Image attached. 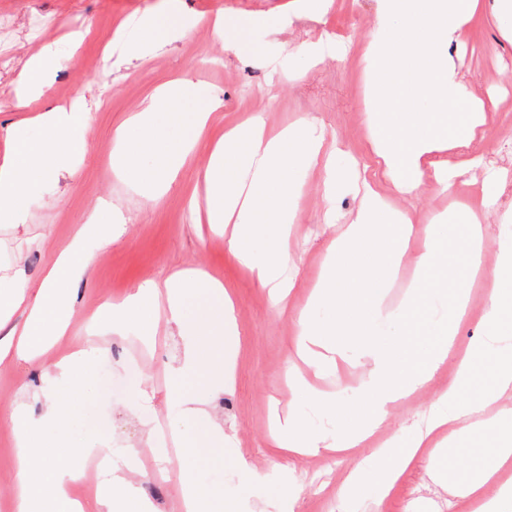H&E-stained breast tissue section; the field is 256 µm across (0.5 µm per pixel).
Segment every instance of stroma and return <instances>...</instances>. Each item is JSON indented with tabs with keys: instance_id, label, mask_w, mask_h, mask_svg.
I'll use <instances>...</instances> for the list:
<instances>
[{
	"instance_id": "stroma-1",
	"label": "stroma",
	"mask_w": 512,
	"mask_h": 512,
	"mask_svg": "<svg viewBox=\"0 0 512 512\" xmlns=\"http://www.w3.org/2000/svg\"><path fill=\"white\" fill-rule=\"evenodd\" d=\"M482 3L472 21L470 43L451 47L449 54L462 58L457 78L472 95L494 98L498 105L494 121L473 147L478 157L493 156V169L478 165L458 178L466 188L497 171L507 176L496 210L486 220L489 254L494 257L500 245L512 243V39L503 37L494 22V0ZM377 9L378 0H333L325 10L313 0H0V158L10 142L8 130L18 118L12 91L23 64L43 45H53L57 67L35 109L79 103L92 114L72 171L34 189L26 223L0 226V277L10 278L23 269L27 295L35 297L58 253L99 207L119 210L127 226L110 245L88 242L92 261L73 289L72 324L54 349L31 362L12 355L0 361V409L20 400L35 415L48 402L62 407L63 419L47 427L43 438L46 444L68 448V461L82 464L85 486L71 488L73 498L92 497L103 482L89 444L105 438L113 447L129 450L151 427L169 434L190 429L173 398L174 393L200 385L176 371L186 337L160 328L138 384L129 386L124 378L142 331L132 325L124 337L110 336L101 314L105 305L121 300L138 285L180 270L204 271L234 293L242 341L236 380L230 390L210 395L206 406L223 420L234 441L228 450L202 439L203 453L190 460L171 448L159 461L143 457L142 471L132 480L150 512H172L186 484L207 488L215 512L231 495L246 493L254 505L271 495V482L243 490L237 465L242 455L270 470L275 460L267 444L271 409L294 413L314 429L335 431V414L288 388L296 335L292 313L304 310L313 320L331 316L329 309L308 304L315 274L336 234L324 222L329 203L320 174L302 168L289 173L300 193L299 273L287 313L278 314L269 307L263 289L226 250L223 235L200 222L191 204L204 196L207 143L196 147L175 181L154 201L116 172L113 148L117 131L157 88L186 78L195 88L184 100L187 111L196 109L201 91L223 100V110L214 116V134L259 112L269 128L304 119L322 129L327 140L337 141L342 148L337 168L358 167L357 176L331 203L339 220L347 221L359 205L363 180L377 179L385 193L391 188L386 178L375 175L365 107L362 54L377 29ZM218 13L227 20L221 35L208 24ZM76 32L84 35L78 44L72 40ZM336 44L344 46L343 56L330 54V46ZM79 349L88 351L87 365L72 379L56 377L55 362ZM451 374V368H444L433 389L395 408L380 439L411 428ZM145 387L155 391L152 402L137 399ZM355 465L352 458L328 454L296 460L295 476L303 492L294 512H367L366 503L348 509L337 496L339 484ZM450 502L457 512H466L465 501L419 466L394 490L387 512H443Z\"/></svg>"
}]
</instances>
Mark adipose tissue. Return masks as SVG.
<instances>
[{"label":"adipose tissue","instance_id":"obj_1","mask_svg":"<svg viewBox=\"0 0 512 512\" xmlns=\"http://www.w3.org/2000/svg\"><path fill=\"white\" fill-rule=\"evenodd\" d=\"M379 29L365 48L371 112V144L395 194L417 200L448 188L450 174L466 171L473 158L467 148L481 138L491 117L484 101H471L457 82L450 44H465L480 0H379ZM55 62L52 46L27 61L15 89L14 107L23 117L10 128L15 151L0 161V223H19L35 186L66 168L82 145L91 115L78 107H56L27 118ZM188 91L176 78L158 88L134 118V139L116 140V169L149 185L160 196L213 123L222 102L209 95L196 112L183 109ZM46 127L51 145L27 136L30 124ZM204 175L205 220L222 227L224 243L265 290L270 308L284 312L295 286L293 225L297 195L288 179L294 166L319 170L326 197L336 194L344 174L334 162L337 144L309 122L270 131L262 114L225 129L210 144ZM454 159H444L446 151ZM150 160L140 168L139 158ZM499 185L489 181L460 205L449 220L417 227L408 212L372 186L329 245L310 305L334 309L333 319L312 323L295 314L298 331L292 356L316 370L338 367L356 344L364 368L350 386L353 412L333 434L310 429L299 417H273L270 447L291 457L329 454L353 457L357 465L340 486L338 497L351 504L372 489V512L384 504L402 477L424 463L440 484H452L472 512H512V248L501 247L493 270L484 266L483 217L497 203ZM111 209L79 226L46 273L34 301L18 284L0 289V326L26 309L21 328L0 338V349L15 348L34 360L65 336L73 316L71 285L82 279L91 257L88 240L111 242L117 233ZM413 278L400 304L387 302V290L401 269ZM490 276L489 303L481 342L457 350V330L471 321L470 286ZM112 333L131 323L145 332L175 326L192 339L179 372L204 377V391L177 394L184 419L204 415L205 393L230 388L240 347L231 293L210 275L187 270L161 282L142 284L106 312ZM453 374L437 391L421 422L405 435L375 443L394 408L428 389L445 365ZM60 417L57 404L40 416L20 404L0 418L15 437L14 512H148L128 478L142 455L153 453L154 431H146L137 449L115 456L109 441L96 442L110 458V482L125 487L121 499L99 492L75 501L70 486L82 480L79 465L61 469L57 453L38 447L34 437ZM469 444L475 451L464 470L449 463L451 448Z\"/></svg>","mask_w":512,"mask_h":512}]
</instances>
